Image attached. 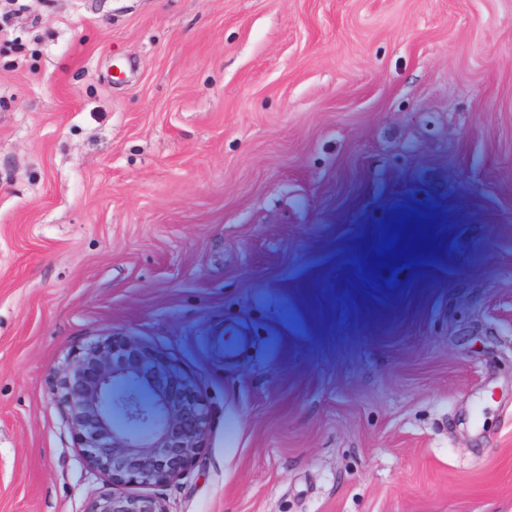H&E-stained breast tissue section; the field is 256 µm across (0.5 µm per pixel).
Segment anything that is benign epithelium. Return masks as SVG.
<instances>
[{
    "label": "benign epithelium",
    "mask_w": 512,
    "mask_h": 512,
    "mask_svg": "<svg viewBox=\"0 0 512 512\" xmlns=\"http://www.w3.org/2000/svg\"><path fill=\"white\" fill-rule=\"evenodd\" d=\"M52 391L83 465L111 484L84 512H169L162 498L128 488L161 487L190 473L210 432L198 387L135 339L112 335L53 367Z\"/></svg>",
    "instance_id": "1"
}]
</instances>
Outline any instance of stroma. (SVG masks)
Returning <instances> with one entry per match:
<instances>
[{
	"mask_svg": "<svg viewBox=\"0 0 512 512\" xmlns=\"http://www.w3.org/2000/svg\"><path fill=\"white\" fill-rule=\"evenodd\" d=\"M19 2L0 512L108 489L49 373L112 333L209 402L170 512H512V0Z\"/></svg>",
	"mask_w": 512,
	"mask_h": 512,
	"instance_id": "35a3bbf8",
	"label": "stroma"
}]
</instances>
